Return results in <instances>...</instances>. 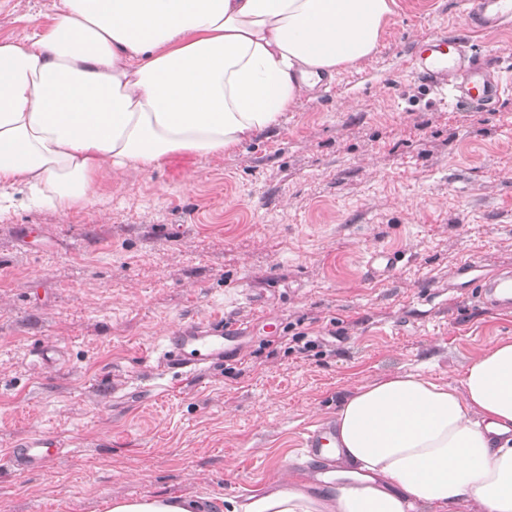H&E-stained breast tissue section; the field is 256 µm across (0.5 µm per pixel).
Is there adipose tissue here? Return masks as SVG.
Wrapping results in <instances>:
<instances>
[{"label": "adipose tissue", "mask_w": 512, "mask_h": 512, "mask_svg": "<svg viewBox=\"0 0 512 512\" xmlns=\"http://www.w3.org/2000/svg\"><path fill=\"white\" fill-rule=\"evenodd\" d=\"M396 0H58L26 42L0 39V210L22 192L105 205L102 172L218 155L278 126L305 92L377 48ZM349 479L281 482L224 508L208 495L108 512H512V340L459 384L396 373L334 420Z\"/></svg>", "instance_id": "obj_1"}]
</instances>
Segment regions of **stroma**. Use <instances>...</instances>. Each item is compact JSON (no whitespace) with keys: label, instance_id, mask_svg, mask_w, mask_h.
<instances>
[{"label":"stroma","instance_id":"1","mask_svg":"<svg viewBox=\"0 0 512 512\" xmlns=\"http://www.w3.org/2000/svg\"><path fill=\"white\" fill-rule=\"evenodd\" d=\"M50 7L0 0V38L25 41ZM462 10L397 0L375 54L330 91L223 155L102 175L108 206L0 212V512L246 500L303 476L306 433L358 387L406 372L456 384L512 339V309L474 292L512 268V94L451 105L407 66L445 28L512 71V25L477 34ZM378 249L399 262L375 278ZM217 315L245 328L240 354L172 372L167 334ZM37 430L69 448L16 475L5 452Z\"/></svg>","mask_w":512,"mask_h":512}]
</instances>
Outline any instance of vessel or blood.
Masks as SVG:
<instances>
[{
  "label": "vessel or blood",
  "instance_id": "vessel-or-blood-1",
  "mask_svg": "<svg viewBox=\"0 0 512 512\" xmlns=\"http://www.w3.org/2000/svg\"><path fill=\"white\" fill-rule=\"evenodd\" d=\"M464 11L476 30H497L512 21L506 0H465ZM422 53L408 60L415 77L434 84L447 82L449 101L464 100L493 107L503 94L512 91V81L476 66L467 55L465 45L444 32H435L421 42ZM478 301L486 307H512V272L485 279L476 290ZM242 331L233 324L214 319L183 326L165 338L164 358L169 368L189 374L203 368L223 366L226 354L237 351ZM336 443L332 426L309 432L306 451L320 456ZM65 448L55 434L37 431L15 444L7 462L19 472L41 469L57 459Z\"/></svg>",
  "mask_w": 512,
  "mask_h": 512
}]
</instances>
